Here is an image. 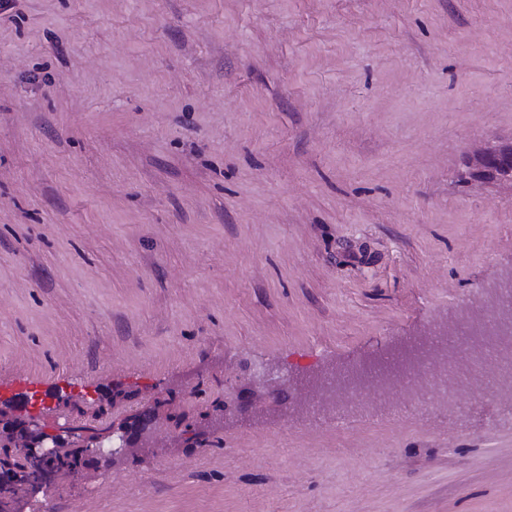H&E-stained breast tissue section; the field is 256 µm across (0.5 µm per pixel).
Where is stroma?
<instances>
[{
  "label": "stroma",
  "mask_w": 512,
  "mask_h": 512,
  "mask_svg": "<svg viewBox=\"0 0 512 512\" xmlns=\"http://www.w3.org/2000/svg\"><path fill=\"white\" fill-rule=\"evenodd\" d=\"M510 141L512 0H0V384L167 441L23 512H512V418L287 411L512 271ZM472 165L473 173L512 183V143L480 150Z\"/></svg>",
  "instance_id": "1"
}]
</instances>
